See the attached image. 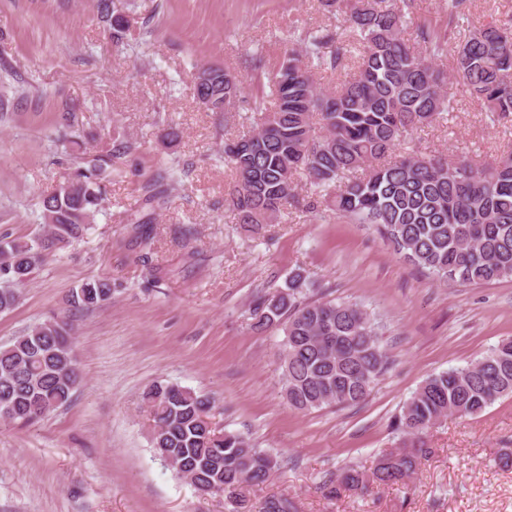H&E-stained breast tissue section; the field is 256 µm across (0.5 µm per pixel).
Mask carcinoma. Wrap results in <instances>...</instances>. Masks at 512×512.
Listing matches in <instances>:
<instances>
[{
	"label": "carcinoma",
	"mask_w": 512,
	"mask_h": 512,
	"mask_svg": "<svg viewBox=\"0 0 512 512\" xmlns=\"http://www.w3.org/2000/svg\"><path fill=\"white\" fill-rule=\"evenodd\" d=\"M348 22L345 29L302 34L273 72L263 51L250 67L267 77L255 99L260 122L229 139L224 154L235 185L229 206L250 231L300 208L297 179L323 199L338 219L370 224L404 260L439 281L487 284L512 278V150L482 164L464 152L452 155L395 150L413 130L454 110L462 94L493 116L512 114V25L490 21L460 39L473 0H445L444 19H419L413 0H320ZM112 43L128 44L122 0H95ZM415 37L404 38L407 28ZM346 72L336 88L320 87L316 71ZM207 84L195 83L196 99L210 112L234 104L235 77L210 68ZM271 88L265 100V87ZM133 145L112 141L73 179L42 199L47 232L32 239L0 241V313L16 306V287L30 280L45 255L83 237L99 212L103 166ZM168 203L157 181L144 199L155 209ZM112 282L92 279L70 296L76 309L102 306ZM251 327L283 330L280 383L288 404L300 412L346 407L366 399L389 358L369 313L360 305L307 296V279L292 272L285 286L259 299ZM80 379L71 326L50 319L0 347V421L28 424L66 405ZM512 397V338L464 366L432 374L405 402L396 429L411 446L381 452L372 473L354 466L330 477V493L368 490L412 478L431 453L422 436L450 415L474 416ZM152 421L154 453L197 490L224 494L228 512H249L248 487L266 483L278 467L237 433L204 421L209 396L157 382L141 395ZM288 498L273 494L263 512H293Z\"/></svg>",
	"instance_id": "cac0c4a2"
}]
</instances>
